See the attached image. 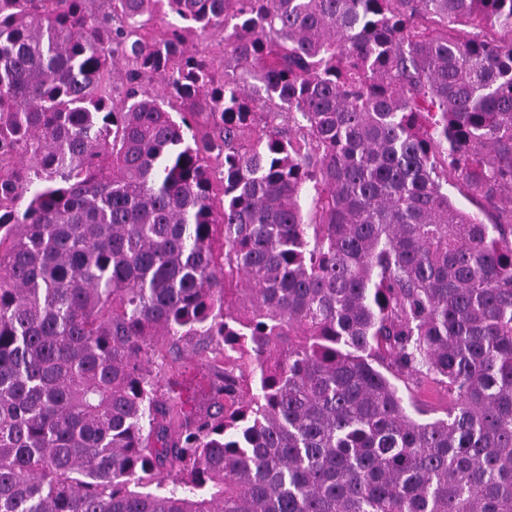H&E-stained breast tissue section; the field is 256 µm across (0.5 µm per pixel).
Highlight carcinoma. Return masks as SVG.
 Segmentation results:
<instances>
[{
    "mask_svg": "<svg viewBox=\"0 0 512 512\" xmlns=\"http://www.w3.org/2000/svg\"><path fill=\"white\" fill-rule=\"evenodd\" d=\"M0 512H512V0H0ZM187 48L196 55L205 60H219L224 55V45L217 40H213L201 35L199 32L190 31L187 33ZM161 374L160 389L167 397L181 400L189 413L204 412L210 405V382L216 369L204 354L191 350Z\"/></svg>",
    "mask_w": 512,
    "mask_h": 512,
    "instance_id": "1",
    "label": "carcinoma"
}]
</instances>
